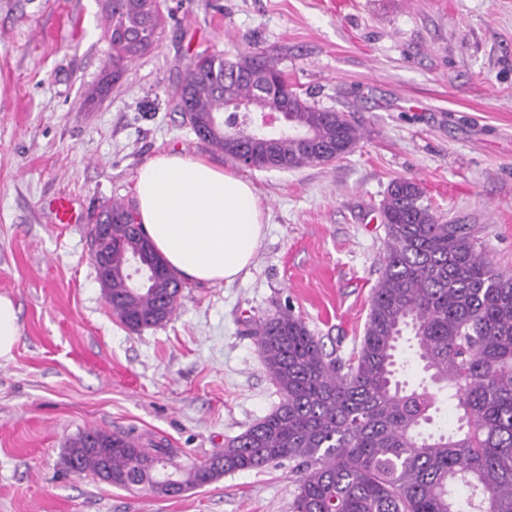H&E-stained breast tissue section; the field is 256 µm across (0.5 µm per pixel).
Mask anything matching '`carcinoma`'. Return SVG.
Listing matches in <instances>:
<instances>
[{
	"label": "carcinoma",
	"instance_id": "obj_1",
	"mask_svg": "<svg viewBox=\"0 0 512 512\" xmlns=\"http://www.w3.org/2000/svg\"><path fill=\"white\" fill-rule=\"evenodd\" d=\"M112 80L161 40L167 17L159 0H104ZM259 81L235 75L236 63L201 53L173 92L196 135L256 168L268 160L290 170L337 159L361 134L344 113L316 108L261 53ZM291 107L288 118L311 140L263 128L262 114ZM231 113L252 136L226 124ZM386 244L361 347L344 364L290 309L250 323L280 396L261 420L205 461L182 465L151 434L89 428L65 448L75 475L91 472L118 488L140 486L175 497L224 475L283 461L296 463L292 512H512V274L495 266L474 224H450L423 203L412 178L391 182L379 210ZM110 225L112 278L101 283L112 313L132 332L169 321L183 283L114 201L92 227ZM140 260L152 280L134 286ZM447 391L456 424L436 422L431 387ZM463 490L465 499L457 496Z\"/></svg>",
	"mask_w": 512,
	"mask_h": 512
}]
</instances>
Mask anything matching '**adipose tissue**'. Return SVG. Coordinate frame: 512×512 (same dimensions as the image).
Listing matches in <instances>:
<instances>
[{"label":"adipose tissue","instance_id":"obj_1","mask_svg":"<svg viewBox=\"0 0 512 512\" xmlns=\"http://www.w3.org/2000/svg\"><path fill=\"white\" fill-rule=\"evenodd\" d=\"M135 189L138 223L186 280L233 282L262 244L253 185L205 160L158 155L140 167Z\"/></svg>","mask_w":512,"mask_h":512}]
</instances>
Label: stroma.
<instances>
[{
    "label": "stroma",
    "mask_w": 512,
    "mask_h": 512,
    "mask_svg": "<svg viewBox=\"0 0 512 512\" xmlns=\"http://www.w3.org/2000/svg\"><path fill=\"white\" fill-rule=\"evenodd\" d=\"M101 4L0 0V295L19 310L0 360V512H291L288 462L167 498L70 474L64 450L85 429L121 428L166 438L177 462L207 459L279 401L248 318L292 308L325 351L351 358L397 178L417 180L444 220L479 225L512 272V0H164L162 40L117 80ZM202 50L273 57L362 140L290 171L212 150L173 97ZM171 152L250 181L266 236L246 274L185 282L171 320L134 333L105 300L89 231L112 201L135 206L138 169ZM59 196L82 223H51Z\"/></svg>",
    "instance_id": "obj_1"
}]
</instances>
